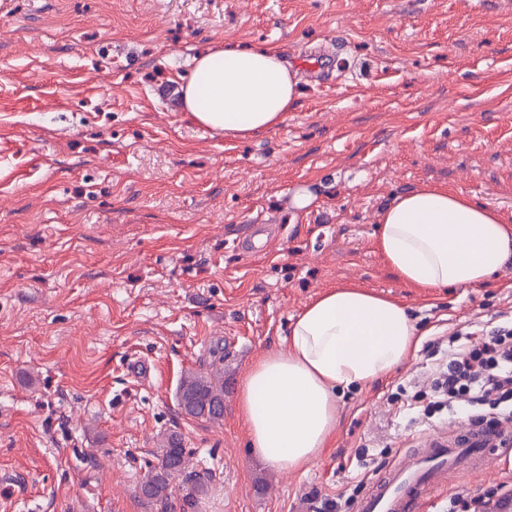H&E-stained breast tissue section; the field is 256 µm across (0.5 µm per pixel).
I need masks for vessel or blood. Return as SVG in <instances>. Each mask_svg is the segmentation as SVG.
Returning <instances> with one entry per match:
<instances>
[{
	"label": "vessel or blood",
	"instance_id": "1",
	"mask_svg": "<svg viewBox=\"0 0 512 512\" xmlns=\"http://www.w3.org/2000/svg\"><path fill=\"white\" fill-rule=\"evenodd\" d=\"M266 232V225H245L236 240L238 249L247 254L269 250ZM499 441V435L468 426L450 436H427L372 483L357 512H420L459 473L486 468L497 456Z\"/></svg>",
	"mask_w": 512,
	"mask_h": 512
}]
</instances>
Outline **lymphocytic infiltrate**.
Returning <instances> with one entry per match:
<instances>
[{"mask_svg":"<svg viewBox=\"0 0 512 512\" xmlns=\"http://www.w3.org/2000/svg\"><path fill=\"white\" fill-rule=\"evenodd\" d=\"M415 397L428 416L444 409L453 413L466 405L471 426L512 429V321L474 343L449 336L430 391H416Z\"/></svg>","mask_w":512,"mask_h":512,"instance_id":"1","label":"lymphocytic infiltrate"}]
</instances>
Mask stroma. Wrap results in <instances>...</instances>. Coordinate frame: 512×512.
Returning <instances> with one entry per match:
<instances>
[{"mask_svg":"<svg viewBox=\"0 0 512 512\" xmlns=\"http://www.w3.org/2000/svg\"><path fill=\"white\" fill-rule=\"evenodd\" d=\"M218 43L270 44L297 69L277 128L240 140L180 110L173 85ZM431 184L512 213V0H0V512H355L353 492L466 422L397 395L429 387V343L512 319V265L418 291L378 252L380 209ZM255 220L272 250L246 256L234 229ZM344 283L407 304L421 346L338 392L333 447L275 469L248 446L240 383ZM218 359L212 425L176 390ZM167 432L208 476L189 509L181 481L166 505L137 493ZM503 482L507 450L422 512Z\"/></svg>","mask_w":512,"mask_h":512,"instance_id":"obj_1","label":"stroma"}]
</instances>
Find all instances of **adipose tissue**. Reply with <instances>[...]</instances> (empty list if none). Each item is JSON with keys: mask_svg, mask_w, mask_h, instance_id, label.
Wrapping results in <instances>:
<instances>
[{"mask_svg": "<svg viewBox=\"0 0 512 512\" xmlns=\"http://www.w3.org/2000/svg\"><path fill=\"white\" fill-rule=\"evenodd\" d=\"M299 77L274 47L224 43L199 54L180 88L199 125L247 137L280 124ZM376 246L406 287H483L512 262V214L437 185L394 196ZM420 344L403 302L357 284L318 292L293 318L284 348L248 369L238 416L249 446L278 469L301 470L336 435L337 388L393 373Z\"/></svg>", "mask_w": 512, "mask_h": 512, "instance_id": "ef3b65f1", "label": "adipose tissue"}]
</instances>
